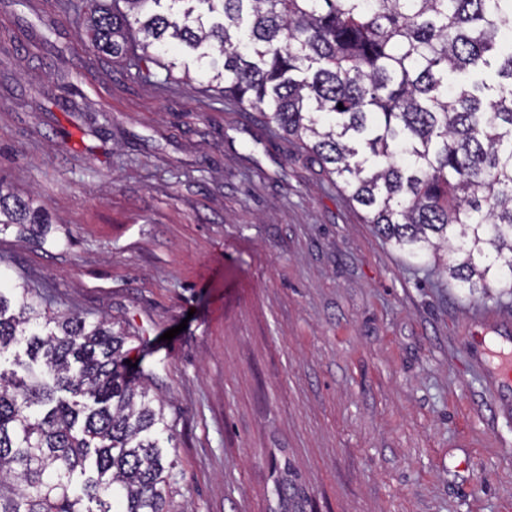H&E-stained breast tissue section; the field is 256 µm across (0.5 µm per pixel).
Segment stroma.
Masks as SVG:
<instances>
[{"label": "stroma", "instance_id": "1", "mask_svg": "<svg viewBox=\"0 0 512 512\" xmlns=\"http://www.w3.org/2000/svg\"><path fill=\"white\" fill-rule=\"evenodd\" d=\"M87 17L0 0V177L47 218L0 229V276L126 331L172 512H281L288 480L304 512H512V394L468 343L512 337V294L410 259L297 139Z\"/></svg>", "mask_w": 512, "mask_h": 512}]
</instances>
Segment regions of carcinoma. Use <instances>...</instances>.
Returning <instances> with one entry per match:
<instances>
[{"label": "carcinoma", "instance_id": "1", "mask_svg": "<svg viewBox=\"0 0 512 512\" xmlns=\"http://www.w3.org/2000/svg\"><path fill=\"white\" fill-rule=\"evenodd\" d=\"M94 48L195 67L459 287L512 288V0H89ZM495 72L499 81L448 74ZM343 108H338V105ZM0 179V225L44 224ZM104 319L0 287V512H171L168 425ZM284 512H302L279 484Z\"/></svg>", "mask_w": 512, "mask_h": 512}]
</instances>
